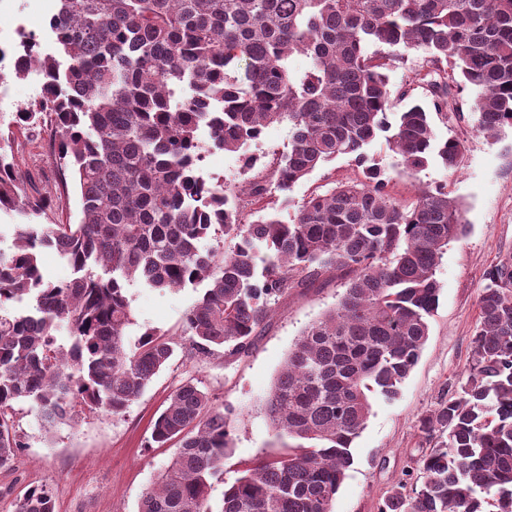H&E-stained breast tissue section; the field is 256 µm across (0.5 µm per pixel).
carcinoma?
I'll return each mask as SVG.
<instances>
[{"label": "carcinoma", "mask_w": 512, "mask_h": 512, "mask_svg": "<svg viewBox=\"0 0 512 512\" xmlns=\"http://www.w3.org/2000/svg\"><path fill=\"white\" fill-rule=\"evenodd\" d=\"M48 32L54 52L25 34L13 50L15 75L42 81L16 124L54 118L80 221L40 222L53 198L9 157L14 132L0 131V211L16 217L0 249V469L25 447L17 403H32L49 429L85 411L119 416L172 361L181 343L157 330L126 344L131 284L207 282L183 335L210 357L247 354L280 298L340 278L336 306L302 332L266 399L285 451L245 463L220 510L333 512L371 395L396 398L416 366L439 260L467 231L446 186L403 203L369 149L385 139L409 175L432 159L457 171L465 141L438 140L431 114L461 117L466 89L474 133L512 130V0H59ZM413 51L425 55L430 107L397 111L389 71ZM295 53L310 60L300 75ZM282 122L288 152L258 162L249 147ZM210 147L238 154L244 186L203 176ZM345 156L362 177L310 195L288 220L259 207L290 205L299 181ZM204 239L216 246L201 250ZM45 249L72 279L45 274ZM485 280L469 367L422 416L418 473L379 512H512V257ZM170 443L175 456L137 512H213L230 410L186 380L151 425L148 447ZM14 512H56L54 494L33 484Z\"/></svg>", "instance_id": "obj_1"}]
</instances>
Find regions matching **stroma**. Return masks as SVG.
Masks as SVG:
<instances>
[{
	"label": "stroma",
	"instance_id": "obj_1",
	"mask_svg": "<svg viewBox=\"0 0 512 512\" xmlns=\"http://www.w3.org/2000/svg\"><path fill=\"white\" fill-rule=\"evenodd\" d=\"M56 5L42 0H0V46L11 48L20 34L45 37ZM37 72L18 77L12 58L0 62V129L14 128L17 112L37 98ZM439 139L460 137L466 152L458 172L436 161L416 179L396 177L399 157L384 141L370 149L376 163L393 175L392 191L412 200L415 184L447 185L463 203L469 229L449 244L436 271L441 292L430 320V335L419 361L391 401L376 396L365 429L354 442V463L341 485L333 512H378L390 488L403 478L421 452L420 418L440 399L450 397L471 356V338L478 319V299L487 270L512 255V135L488 140L474 134L466 122L435 120ZM20 148L15 162L30 172L39 189L56 205L51 224H74L79 219L75 185L64 174L52 147V129L16 131ZM358 169L349 158L330 162L297 183L292 202L312 191H325L335 181L354 178ZM203 285L158 291L133 284L128 288L132 322L127 343L148 329L180 333L183 315L203 294ZM343 288L336 281L294 291L273 312L248 355L201 358L180 352L123 415L84 414L78 424L45 431L36 412L23 406L16 419L25 446L14 470H0V512H14L16 499L29 484L49 486L56 512H136L142 492L151 486L174 457L175 448H151V424L171 392L188 377L207 389L217 404L232 412L234 442L224 465V479L215 483L211 503L220 507L226 483L238 475L241 463L259 454L281 452L263 405L290 349L305 328L333 308Z\"/></svg>",
	"mask_w": 512,
	"mask_h": 512
}]
</instances>
